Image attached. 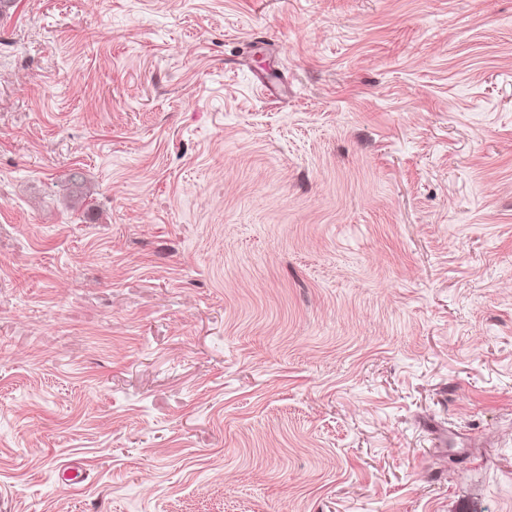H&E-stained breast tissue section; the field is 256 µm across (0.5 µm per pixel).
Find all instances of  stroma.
Segmentation results:
<instances>
[{
	"mask_svg": "<svg viewBox=\"0 0 512 512\" xmlns=\"http://www.w3.org/2000/svg\"><path fill=\"white\" fill-rule=\"evenodd\" d=\"M0 512H512V0H14Z\"/></svg>",
	"mask_w": 512,
	"mask_h": 512,
	"instance_id": "1",
	"label": "stroma"
}]
</instances>
